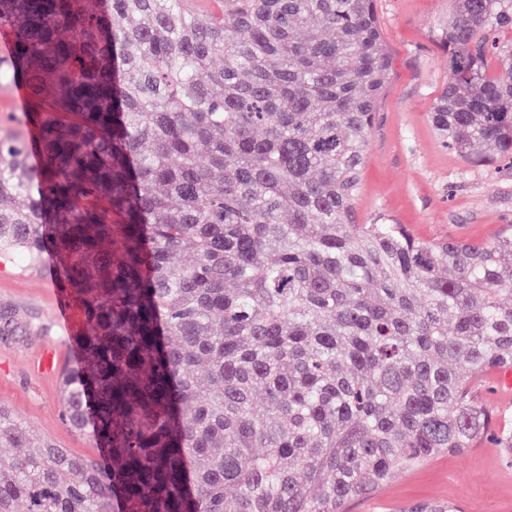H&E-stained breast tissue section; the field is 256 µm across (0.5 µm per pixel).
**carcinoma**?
I'll list each match as a JSON object with an SVG mask.
<instances>
[{
  "label": "carcinoma",
  "instance_id": "obj_1",
  "mask_svg": "<svg viewBox=\"0 0 512 512\" xmlns=\"http://www.w3.org/2000/svg\"><path fill=\"white\" fill-rule=\"evenodd\" d=\"M0 0V252L53 254L82 302L62 416L77 458L0 407V512H346L512 411V225L427 241L357 224L392 74L376 0ZM512 0H455L431 111L470 165L512 159ZM61 89L52 95L50 90ZM0 308V336H31ZM22 83L7 82L0 87V131L5 136H14L19 140L29 141L33 130L31 115L28 109H17L14 106V98ZM481 386H478L477 394L479 398L483 399L491 405L493 408L502 409L504 407L510 406L512 407V389L511 392L507 391H499L498 388V379H491L489 383H481ZM511 399V400H510ZM510 400V401H509Z\"/></svg>",
  "mask_w": 512,
  "mask_h": 512
}]
</instances>
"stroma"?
I'll return each instance as SVG.
<instances>
[{"mask_svg": "<svg viewBox=\"0 0 512 512\" xmlns=\"http://www.w3.org/2000/svg\"><path fill=\"white\" fill-rule=\"evenodd\" d=\"M453 0H377L392 78L377 107L355 204L361 224H402L424 240H478L512 224V166L467 165L436 135L430 112L451 73L435 42ZM16 83L0 85V133L20 140L32 132L30 112L14 105ZM0 305L17 309L37 335L0 339V406L82 459L98 456L91 433L62 419L61 373L73 368L69 337L57 327L54 288L42 266L17 252L0 254ZM52 347L56 372L32 363ZM456 504L460 512H512V462L488 439L462 453H439L347 512H410L415 505Z\"/></svg>", "mask_w": 512, "mask_h": 512, "instance_id": "35a3bbf8", "label": "stroma"}]
</instances>
